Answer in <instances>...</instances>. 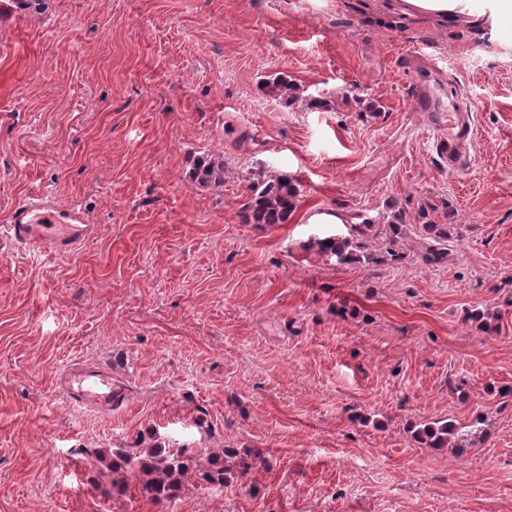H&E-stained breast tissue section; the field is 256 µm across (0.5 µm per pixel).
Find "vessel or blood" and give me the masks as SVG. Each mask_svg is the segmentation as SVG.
I'll use <instances>...</instances> for the list:
<instances>
[{"label":"vessel or blood","instance_id":"obj_1","mask_svg":"<svg viewBox=\"0 0 512 512\" xmlns=\"http://www.w3.org/2000/svg\"><path fill=\"white\" fill-rule=\"evenodd\" d=\"M414 109L418 112H433L438 107V98L428 83H417L413 89ZM470 128L465 114L457 102L448 105V121L434 129L433 149L448 165L452 175L466 171L463 145ZM85 217L74 207L59 208L44 195L31 197L16 208L10 219L12 239L25 247L66 250L74 246L86 232ZM59 385L65 397L80 405H92L104 409L122 405L126 392L124 386L115 383L109 372L96 367H76L65 372Z\"/></svg>","mask_w":512,"mask_h":512}]
</instances>
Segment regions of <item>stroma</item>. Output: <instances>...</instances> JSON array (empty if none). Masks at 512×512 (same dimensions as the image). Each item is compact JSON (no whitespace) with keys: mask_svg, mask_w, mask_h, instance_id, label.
I'll return each instance as SVG.
<instances>
[{"mask_svg":"<svg viewBox=\"0 0 512 512\" xmlns=\"http://www.w3.org/2000/svg\"><path fill=\"white\" fill-rule=\"evenodd\" d=\"M508 42L388 0H0V230L35 193L89 225L62 252L0 233V512H512ZM280 76L298 101L267 94ZM421 80L477 105L462 176L430 150ZM203 153L223 186L192 182ZM253 172L298 180L286 223H243ZM429 203L461 226L447 265L305 249ZM75 362L125 402L65 401ZM479 415L461 455L412 436ZM153 429L265 461L176 502L107 496L88 450Z\"/></svg>","mask_w":512,"mask_h":512,"instance_id":"1","label":"stroma"}]
</instances>
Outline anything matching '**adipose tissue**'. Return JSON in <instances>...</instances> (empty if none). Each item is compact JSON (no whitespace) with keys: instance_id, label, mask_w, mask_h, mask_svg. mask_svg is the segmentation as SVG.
Returning <instances> with one entry per match:
<instances>
[{"instance_id":"adipose-tissue-1","label":"adipose tissue","mask_w":512,"mask_h":512,"mask_svg":"<svg viewBox=\"0 0 512 512\" xmlns=\"http://www.w3.org/2000/svg\"><path fill=\"white\" fill-rule=\"evenodd\" d=\"M391 9L413 21L450 20L494 30L512 25V0H393Z\"/></svg>"}]
</instances>
